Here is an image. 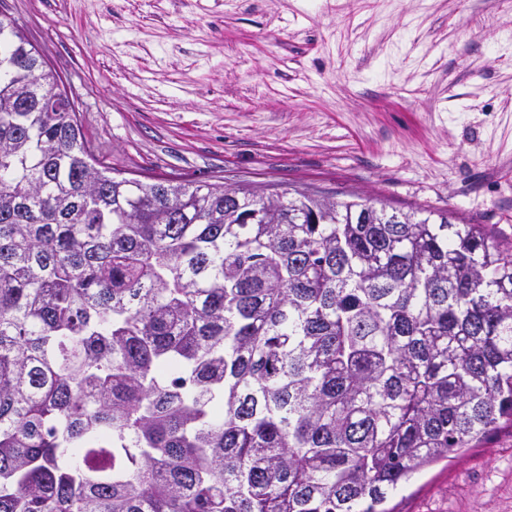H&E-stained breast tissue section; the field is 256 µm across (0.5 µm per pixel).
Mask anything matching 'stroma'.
Segmentation results:
<instances>
[{
	"instance_id": "1",
	"label": "stroma",
	"mask_w": 512,
	"mask_h": 512,
	"mask_svg": "<svg viewBox=\"0 0 512 512\" xmlns=\"http://www.w3.org/2000/svg\"><path fill=\"white\" fill-rule=\"evenodd\" d=\"M112 173L441 209L512 244V0H0ZM396 512H512V427Z\"/></svg>"
}]
</instances>
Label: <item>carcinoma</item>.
Returning <instances> with one entry per match:
<instances>
[{"label":"carcinoma","instance_id":"1","mask_svg":"<svg viewBox=\"0 0 512 512\" xmlns=\"http://www.w3.org/2000/svg\"><path fill=\"white\" fill-rule=\"evenodd\" d=\"M117 178L0 12V512H393L512 423V246Z\"/></svg>","mask_w":512,"mask_h":512}]
</instances>
